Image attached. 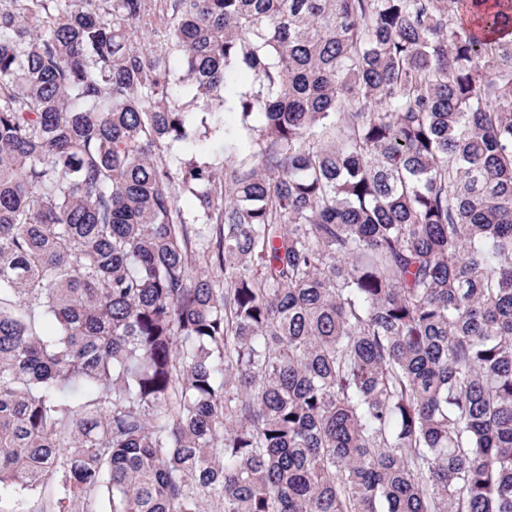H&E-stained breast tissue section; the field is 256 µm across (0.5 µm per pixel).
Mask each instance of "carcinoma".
<instances>
[{
    "label": "carcinoma",
    "mask_w": 512,
    "mask_h": 512,
    "mask_svg": "<svg viewBox=\"0 0 512 512\" xmlns=\"http://www.w3.org/2000/svg\"><path fill=\"white\" fill-rule=\"evenodd\" d=\"M465 2L0 0L8 512H512V0ZM209 127L208 139L205 141V149L194 155L197 163L210 164L220 167L224 164V131H215L207 122Z\"/></svg>",
    "instance_id": "cac0c4a2"
}]
</instances>
